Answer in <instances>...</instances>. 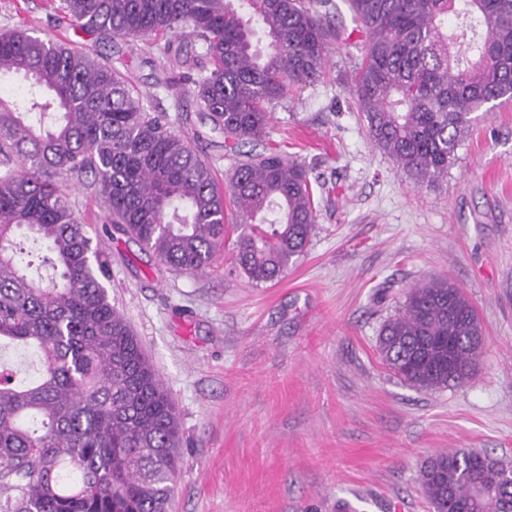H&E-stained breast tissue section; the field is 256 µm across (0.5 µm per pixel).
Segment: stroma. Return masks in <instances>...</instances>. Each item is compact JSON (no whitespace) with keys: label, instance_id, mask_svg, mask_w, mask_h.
<instances>
[{"label":"stroma","instance_id":"obj_1","mask_svg":"<svg viewBox=\"0 0 512 512\" xmlns=\"http://www.w3.org/2000/svg\"><path fill=\"white\" fill-rule=\"evenodd\" d=\"M334 2L341 36L321 80L271 107L270 142L325 186L308 249L279 282L235 270L232 232L205 273L174 270L106 222L93 187L66 188L180 418L169 512H432L426 458L477 448L512 464V101L481 113L446 179L416 186L354 108L364 36ZM20 23L102 54L200 140L218 180L239 162L193 111L190 81L145 62L139 42L88 35L46 0H0V32ZM441 277L476 307L484 349L465 385L418 390L376 339L410 286Z\"/></svg>","mask_w":512,"mask_h":512}]
</instances>
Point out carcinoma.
Returning a JSON list of instances; mask_svg holds the SVG:
<instances>
[{
  "mask_svg": "<svg viewBox=\"0 0 512 512\" xmlns=\"http://www.w3.org/2000/svg\"><path fill=\"white\" fill-rule=\"evenodd\" d=\"M365 33L351 94L370 139L416 185L448 177L477 113L512 99V0H346ZM332 0H62L77 28L142 43L192 78L193 97L234 151L266 140L270 106L323 72ZM454 25L448 26V18ZM266 45L254 41V25ZM203 52L184 50L182 40ZM0 341L40 354L29 378L0 364V512H168L180 468L174 404L112 305L108 262L63 191L93 178L108 220L161 263L203 273L237 231L234 264L274 283L317 223L311 169L263 146L225 185L127 76L20 24L0 33ZM47 251L32 275L15 232ZM484 338L446 278L408 289L378 334L408 386L437 391L476 374ZM434 512H512V465L477 449L421 467Z\"/></svg>",
  "mask_w": 512,
  "mask_h": 512,
  "instance_id": "1",
  "label": "carcinoma"
}]
</instances>
